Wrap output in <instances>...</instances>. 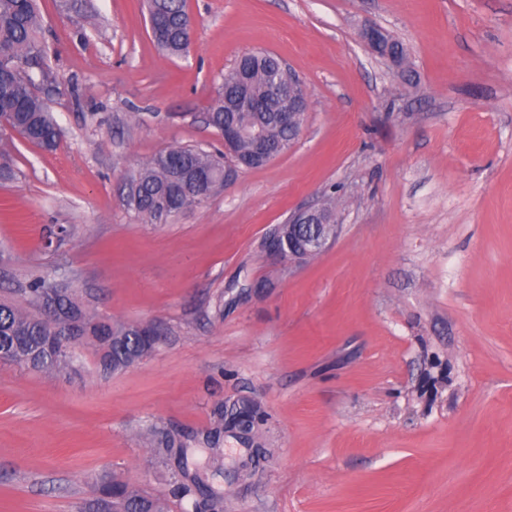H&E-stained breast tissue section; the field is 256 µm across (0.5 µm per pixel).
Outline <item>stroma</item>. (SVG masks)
<instances>
[{
	"mask_svg": "<svg viewBox=\"0 0 512 512\" xmlns=\"http://www.w3.org/2000/svg\"><path fill=\"white\" fill-rule=\"evenodd\" d=\"M38 6L62 137L0 132V297L65 278L159 336L117 373L85 344L56 376L0 363V512H96L113 480L168 512H512V0H188L180 59L143 0ZM370 23L411 80L359 40ZM255 49L306 86L299 139L169 223L129 216L120 189L152 155L220 146L204 116ZM330 195L335 240L271 260L268 228ZM241 401L261 447H205Z\"/></svg>",
	"mask_w": 512,
	"mask_h": 512,
	"instance_id": "obj_1",
	"label": "stroma"
}]
</instances>
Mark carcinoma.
Masks as SVG:
<instances>
[{"instance_id": "obj_1", "label": "carcinoma", "mask_w": 512, "mask_h": 512, "mask_svg": "<svg viewBox=\"0 0 512 512\" xmlns=\"http://www.w3.org/2000/svg\"><path fill=\"white\" fill-rule=\"evenodd\" d=\"M188 12L186 0H148V23L152 39L169 57H183L188 45L183 40ZM41 18L36 0H0V111L7 125L18 130L28 143L44 150L54 149L61 129L48 101L36 93L35 79L18 66L24 61L32 72L56 84L47 62V52L37 39ZM299 77L281 59L267 51L243 54L224 72L223 95L206 113V123L224 132V125L239 129L237 152L252 153L251 137L259 132L275 150L288 148L293 131L278 124L269 112L248 106L265 104L275 110L288 109V86ZM225 154L199 146H175L154 154L142 164L121 189L127 214L143 224H164L184 210L201 206L224 187ZM26 306L0 301V353L7 363L53 374L73 369L68 346L61 336H76L78 342L97 347L103 372L122 371L142 359L153 348L137 327L106 320L83 307L68 284L40 276L24 289ZM265 422L260 407L247 405L213 411L212 428L203 443L215 448L224 437L261 447L258 430ZM112 512H167L159 497L144 495L115 481L102 488Z\"/></svg>"}]
</instances>
